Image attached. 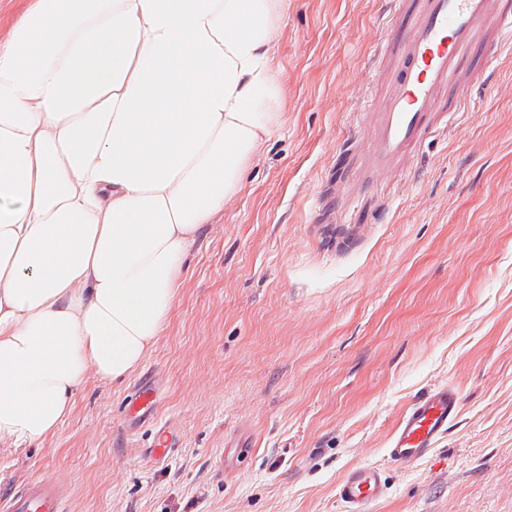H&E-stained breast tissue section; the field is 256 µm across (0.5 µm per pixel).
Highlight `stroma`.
Here are the masks:
<instances>
[{
    "instance_id": "obj_1",
    "label": "stroma",
    "mask_w": 512,
    "mask_h": 512,
    "mask_svg": "<svg viewBox=\"0 0 512 512\" xmlns=\"http://www.w3.org/2000/svg\"><path fill=\"white\" fill-rule=\"evenodd\" d=\"M391 0H286L277 120L244 188L189 251L169 322L123 381L88 377L56 436L0 447V491L53 478L65 512H344L376 464L375 512H512V49L410 171L368 181L361 115L393 88ZM161 377L156 423L122 428ZM453 386L428 459L385 448L402 411ZM170 429L169 461L143 454ZM386 492L382 470L377 465L348 469L337 486L338 498L346 512H373Z\"/></svg>"
}]
</instances>
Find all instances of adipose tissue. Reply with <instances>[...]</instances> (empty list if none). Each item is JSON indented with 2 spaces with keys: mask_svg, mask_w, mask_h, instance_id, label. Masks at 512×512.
Instances as JSON below:
<instances>
[{
  "mask_svg": "<svg viewBox=\"0 0 512 512\" xmlns=\"http://www.w3.org/2000/svg\"><path fill=\"white\" fill-rule=\"evenodd\" d=\"M284 0H0V445L127 377L275 121Z\"/></svg>",
  "mask_w": 512,
  "mask_h": 512,
  "instance_id": "1",
  "label": "adipose tissue"
}]
</instances>
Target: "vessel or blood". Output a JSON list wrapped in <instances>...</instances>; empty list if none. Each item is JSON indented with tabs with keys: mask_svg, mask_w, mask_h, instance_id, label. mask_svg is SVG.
Wrapping results in <instances>:
<instances>
[{
	"mask_svg": "<svg viewBox=\"0 0 512 512\" xmlns=\"http://www.w3.org/2000/svg\"><path fill=\"white\" fill-rule=\"evenodd\" d=\"M394 18L406 24L383 42L378 52L394 57L400 78L378 111L366 113L362 138L366 175H390L407 168L426 137L452 117L462 100L459 77L465 57L482 45V70L493 69L512 45V10L501 0H392ZM490 40L480 41V32ZM159 389L154 382L137 385L129 403L127 426L153 419ZM461 397L449 385L428 390L402 413L386 450L387 457L410 466L428 457L459 415ZM387 492L376 465L348 469L337 486L346 512H373ZM60 482L28 483L0 492V512H63Z\"/></svg>",
	"mask_w": 512,
	"mask_h": 512,
	"instance_id": "1",
	"label": "vessel or blood"
}]
</instances>
